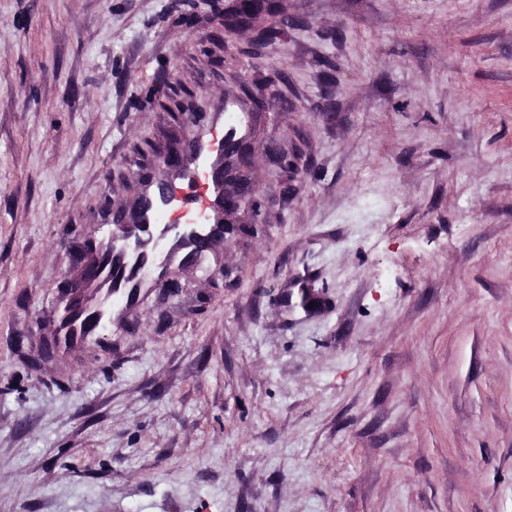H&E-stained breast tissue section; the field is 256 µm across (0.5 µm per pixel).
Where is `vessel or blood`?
Instances as JSON below:
<instances>
[{
    "instance_id": "1",
    "label": "vessel or blood",
    "mask_w": 512,
    "mask_h": 512,
    "mask_svg": "<svg viewBox=\"0 0 512 512\" xmlns=\"http://www.w3.org/2000/svg\"><path fill=\"white\" fill-rule=\"evenodd\" d=\"M246 126L232 98L218 100L207 127L182 144L175 163L140 182L133 202L93 233L92 248L77 254L65 309L48 318L58 356L103 349L105 330L133 317L150 295L158 266L198 264L223 247L215 230L232 194L224 185V151Z\"/></svg>"
}]
</instances>
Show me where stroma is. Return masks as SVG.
<instances>
[{
  "label": "stroma",
  "instance_id": "obj_1",
  "mask_svg": "<svg viewBox=\"0 0 512 512\" xmlns=\"http://www.w3.org/2000/svg\"><path fill=\"white\" fill-rule=\"evenodd\" d=\"M177 2L0 0V512H512V0H288L221 67ZM241 68L285 80L223 285L32 367L158 75Z\"/></svg>",
  "mask_w": 512,
  "mask_h": 512
}]
</instances>
